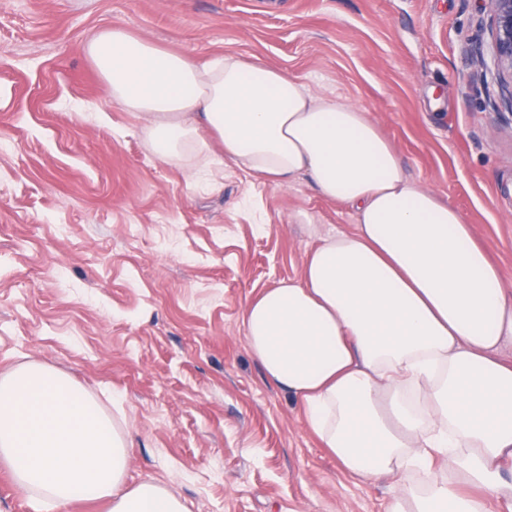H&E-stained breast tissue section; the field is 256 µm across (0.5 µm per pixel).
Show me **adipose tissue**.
<instances>
[{
  "instance_id": "ef3b65f1",
  "label": "adipose tissue",
  "mask_w": 512,
  "mask_h": 512,
  "mask_svg": "<svg viewBox=\"0 0 512 512\" xmlns=\"http://www.w3.org/2000/svg\"><path fill=\"white\" fill-rule=\"evenodd\" d=\"M87 52L161 160L228 159L277 187L303 176L353 211L352 230L315 239L242 319L248 350L341 470L392 479L390 512H512V290L379 119L236 54L202 63L120 28ZM0 463L33 512L103 499L110 512H189L159 482L127 485L120 426L42 363L0 375Z\"/></svg>"
}]
</instances>
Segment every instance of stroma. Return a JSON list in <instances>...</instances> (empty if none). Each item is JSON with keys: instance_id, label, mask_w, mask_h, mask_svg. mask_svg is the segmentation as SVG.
I'll return each instance as SVG.
<instances>
[{"instance_id": "obj_1", "label": "stroma", "mask_w": 512, "mask_h": 512, "mask_svg": "<svg viewBox=\"0 0 512 512\" xmlns=\"http://www.w3.org/2000/svg\"><path fill=\"white\" fill-rule=\"evenodd\" d=\"M113 27L370 109L512 289V133L493 63L465 61L484 0H0V372L67 374L119 413L129 482L191 512H388L390 481L343 474L243 337L246 301L351 210L305 178L155 156L86 51Z\"/></svg>"}]
</instances>
